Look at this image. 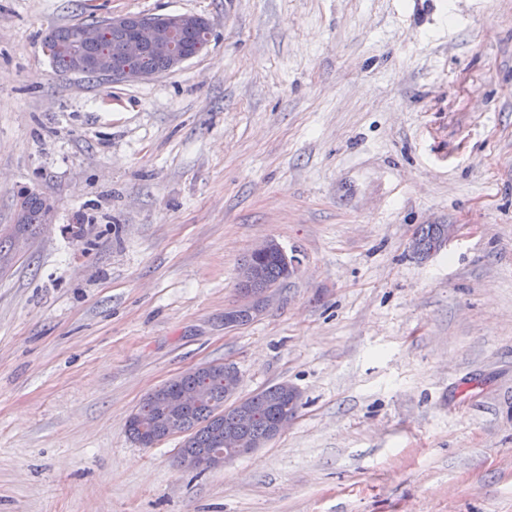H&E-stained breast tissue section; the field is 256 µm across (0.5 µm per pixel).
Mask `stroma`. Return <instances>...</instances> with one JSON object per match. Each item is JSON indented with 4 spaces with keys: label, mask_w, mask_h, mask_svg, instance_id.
<instances>
[{
    "label": "stroma",
    "mask_w": 512,
    "mask_h": 512,
    "mask_svg": "<svg viewBox=\"0 0 512 512\" xmlns=\"http://www.w3.org/2000/svg\"><path fill=\"white\" fill-rule=\"evenodd\" d=\"M127 13L208 49L138 82L43 51ZM26 187L57 209L0 271V512H512V0H0V225ZM264 239L298 273L225 326ZM216 362L298 389L280 435L203 473L131 441ZM448 235V242L451 232L445 224H421L413 233L414 253L420 259L431 256L430 252L438 240Z\"/></svg>",
    "instance_id": "obj_1"
}]
</instances>
